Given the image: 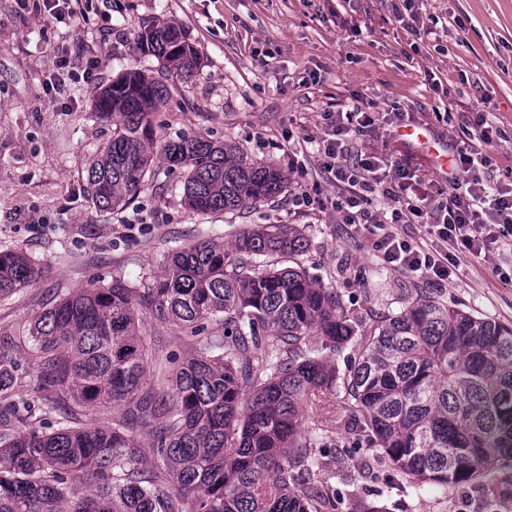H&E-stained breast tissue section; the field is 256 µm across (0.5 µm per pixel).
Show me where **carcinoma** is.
<instances>
[{
  "label": "carcinoma",
  "instance_id": "obj_1",
  "mask_svg": "<svg viewBox=\"0 0 512 512\" xmlns=\"http://www.w3.org/2000/svg\"><path fill=\"white\" fill-rule=\"evenodd\" d=\"M140 45L169 72L188 79L196 69L179 27H153ZM167 101V85L137 70L98 93L94 108L112 120V138L86 169L95 207L133 202L156 156L184 171L186 201L202 215L286 188L278 167L231 144L158 142L151 116ZM306 248L290 224L257 225L232 248L207 233L176 249L151 284L116 278L39 313L33 350L53 388L39 410L57 428L0 435V512H339L348 494L310 485L328 458L369 451L402 487L446 488L494 462L512 467V327L426 294L364 327L336 289L270 261ZM39 276L26 255L0 252V295ZM141 314L187 329L191 355L174 395L146 386L156 356L137 332ZM323 388L340 392L348 446L333 439L337 418L323 421L320 438L302 437V405ZM124 404L120 417L71 427ZM148 456L164 468H143ZM83 470L94 479L85 491L72 483Z\"/></svg>",
  "mask_w": 512,
  "mask_h": 512
}]
</instances>
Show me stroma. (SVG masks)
Wrapping results in <instances>:
<instances>
[{
    "mask_svg": "<svg viewBox=\"0 0 512 512\" xmlns=\"http://www.w3.org/2000/svg\"><path fill=\"white\" fill-rule=\"evenodd\" d=\"M73 26L50 22L22 0H0V251L35 260L38 282L0 298V360L14 381L0 406L19 412L50 391L31 352L35 316L66 295L121 277L152 283L171 250L210 230L225 245L256 224H290L308 240L304 254L282 257L319 285L336 289L354 316L371 322L417 294L512 326V254L470 257L453 282L437 284L387 266L373 235L342 223L309 138L325 115L354 99L375 111L412 113L441 142L459 139L486 115L502 136L487 146V178L512 181V0H81ZM431 24L417 38L411 18ZM183 28L198 51L190 81L165 75L138 38L160 22ZM73 75L67 91L46 89L61 59ZM164 77L170 96L154 116L167 141L189 133L225 141L279 167L285 190L257 207L201 215L186 204L183 176L155 158L141 194L118 211L88 200L85 169L112 136L94 111L97 94L119 74ZM396 163L436 177L426 154L397 138L360 136ZM310 193L314 202L298 199ZM139 334L160 362L148 385L172 393L190 355L185 329L143 318ZM368 455L336 462L313 476L356 494L379 512H512V470L494 467L475 481L417 490L366 481Z\"/></svg>",
    "mask_w": 512,
    "mask_h": 512,
    "instance_id": "35a3bbf8",
    "label": "stroma"
}]
</instances>
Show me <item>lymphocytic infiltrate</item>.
Masks as SVG:
<instances>
[{"instance_id": "1", "label": "lymphocytic infiltrate", "mask_w": 512, "mask_h": 512, "mask_svg": "<svg viewBox=\"0 0 512 512\" xmlns=\"http://www.w3.org/2000/svg\"><path fill=\"white\" fill-rule=\"evenodd\" d=\"M408 123L404 113L382 116L357 101L337 113L316 140V151L338 189L335 207L343 223L374 234L390 267L446 284L465 257L512 251V185L484 178L491 164L485 147L494 128L483 116L454 143V170L441 183L377 152L349 147L351 134L378 131L391 137ZM409 224L419 226V238L408 236Z\"/></svg>"}]
</instances>
